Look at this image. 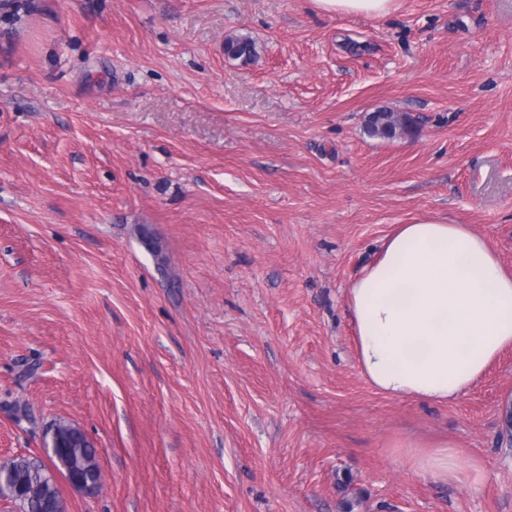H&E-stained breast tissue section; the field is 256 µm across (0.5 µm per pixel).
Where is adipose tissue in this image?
I'll use <instances>...</instances> for the list:
<instances>
[{"label": "adipose tissue", "instance_id": "1", "mask_svg": "<svg viewBox=\"0 0 512 512\" xmlns=\"http://www.w3.org/2000/svg\"><path fill=\"white\" fill-rule=\"evenodd\" d=\"M363 376L391 397H460L512 347V271L466 224H403L347 292ZM417 471L458 479L449 444L416 453Z\"/></svg>", "mask_w": 512, "mask_h": 512}]
</instances>
